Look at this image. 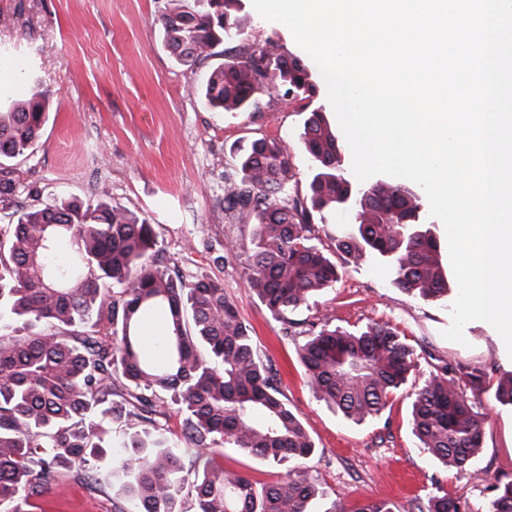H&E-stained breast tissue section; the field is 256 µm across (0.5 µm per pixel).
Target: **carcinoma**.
<instances>
[{"mask_svg":"<svg viewBox=\"0 0 512 512\" xmlns=\"http://www.w3.org/2000/svg\"><path fill=\"white\" fill-rule=\"evenodd\" d=\"M158 21L180 64L224 57L197 89L211 110L257 112L259 94L283 88L308 113L300 134L312 170L305 197L288 193L290 157L268 137L241 150L240 178L224 196L225 211L255 220L246 283L274 319L289 323L288 313L339 279L314 223V214L326 224L339 208L352 223L325 236L347 262L377 254L402 290L424 299L448 294V267L417 188L382 178L352 188L340 137L314 105L312 70L270 41H253L242 0H163ZM46 99L37 91L0 112V161L38 147ZM155 310L167 318L159 358L147 353L141 332ZM104 318L108 336L96 329ZM304 333L297 357L315 398L355 423L380 415L415 369L414 347L384 322L357 330L322 322ZM488 389L478 368L439 366L411 403L418 447L447 467L468 466L483 448L484 416L467 393ZM494 398L512 407V372L498 379ZM171 404L184 416L188 461L160 432ZM105 419L139 426L121 459V491L136 512H188L187 485L194 512H309L319 494L302 469L259 486L213 461L223 445L277 464L318 451L221 282L171 273L153 225L121 206L77 198L30 206L0 224V512H20L15 502L47 493L61 468L86 477L103 452ZM495 491L492 512H512V481ZM417 509L463 512L446 495ZM324 512H395V505L333 501Z\"/></svg>","mask_w":512,"mask_h":512,"instance_id":"cac0c4a2","label":"carcinoma"}]
</instances>
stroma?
Returning <instances> with one entry per match:
<instances>
[{"label":"stroma","instance_id":"35a3bbf8","mask_svg":"<svg viewBox=\"0 0 512 512\" xmlns=\"http://www.w3.org/2000/svg\"><path fill=\"white\" fill-rule=\"evenodd\" d=\"M161 6L162 0H0V111L29 96L33 85L49 94L39 147L6 164L16 192L0 202V212L35 200L107 199L157 225L170 267L223 282L318 448L303 463L321 491L311 512H324L335 500L352 505L366 499L417 512V504L437 495L457 499L466 512H492L493 485L512 480V408L496 402L492 386L512 363L500 357L483 323L465 326V343L445 339L452 298L425 300L397 288L390 265L375 255L353 264L332 253L341 279L290 313L291 328L270 316L245 280L252 227L226 213L222 200L240 177L237 148L262 136L288 149L290 194H307L310 161L300 140L305 115L297 100L279 91L262 93L258 112L206 108L195 89L210 66L187 68L164 48ZM325 320L351 330L387 322L414 346L416 369L408 386L378 417L353 423L310 390L296 348L308 324ZM443 361L483 369L490 384L476 400L485 417L484 447L464 472L444 469L418 448L409 424L414 387ZM123 442L122 432L108 428L105 451L90 464L94 485L64 475L22 512H115L125 506V476L117 465ZM216 460L261 484L292 467L227 446Z\"/></svg>","mask_w":512,"mask_h":512}]
</instances>
